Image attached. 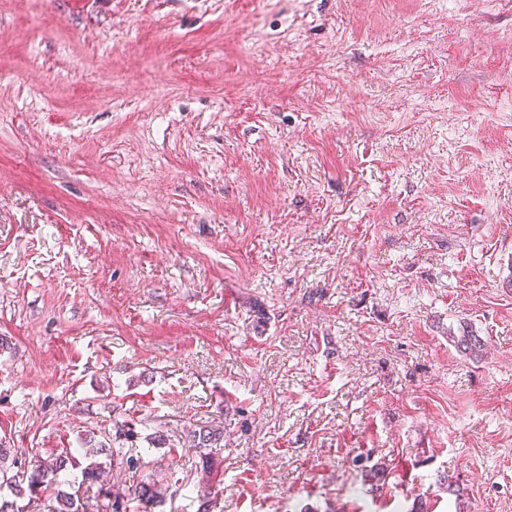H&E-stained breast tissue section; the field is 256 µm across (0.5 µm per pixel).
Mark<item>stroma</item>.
I'll return each mask as SVG.
<instances>
[{"instance_id": "1", "label": "stroma", "mask_w": 512, "mask_h": 512, "mask_svg": "<svg viewBox=\"0 0 512 512\" xmlns=\"http://www.w3.org/2000/svg\"><path fill=\"white\" fill-rule=\"evenodd\" d=\"M129 419L152 512H512V0H0V439ZM188 444L187 448H197L200 452V459L203 466H210V452H203V449L213 448L221 440V433L206 427H190L184 434Z\"/></svg>"}]
</instances>
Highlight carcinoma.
<instances>
[{"label":"carcinoma","mask_w":512,"mask_h":512,"mask_svg":"<svg viewBox=\"0 0 512 512\" xmlns=\"http://www.w3.org/2000/svg\"><path fill=\"white\" fill-rule=\"evenodd\" d=\"M190 448L200 450V459L203 466H210V456L205 449L212 448L221 440V433L206 427H190L184 434ZM138 439L135 421H124L115 425V434L107 439H100L95 433H88L81 441V451L84 457H109L113 453L112 443L122 441L134 443ZM75 464L72 454H60L38 461L28 467L18 464V457L12 455L9 448H0V477L9 483L8 490L14 500H0V512H23L19 509L17 500L27 495L33 496L42 490L55 491V500L58 504L56 512H85L87 505L79 502V497L60 489L63 484L61 475L69 466ZM133 498L137 501L154 507L157 505V489L155 482L149 480L138 483L134 488Z\"/></svg>","instance_id":"carcinoma-1"}]
</instances>
